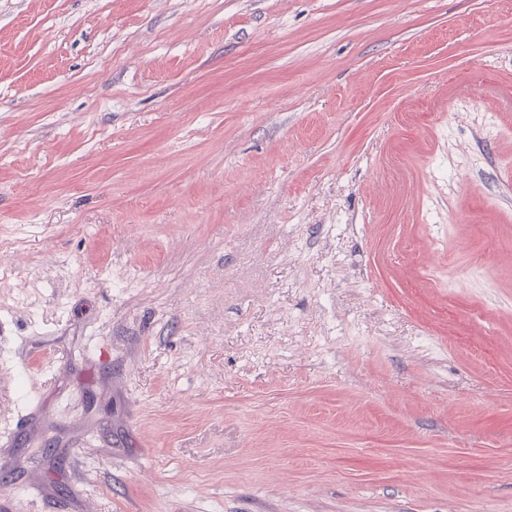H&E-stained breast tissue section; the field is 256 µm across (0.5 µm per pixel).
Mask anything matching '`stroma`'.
Segmentation results:
<instances>
[{
    "mask_svg": "<svg viewBox=\"0 0 512 512\" xmlns=\"http://www.w3.org/2000/svg\"><path fill=\"white\" fill-rule=\"evenodd\" d=\"M1 262L25 512H512V0H0Z\"/></svg>",
    "mask_w": 512,
    "mask_h": 512,
    "instance_id": "1",
    "label": "stroma"
}]
</instances>
